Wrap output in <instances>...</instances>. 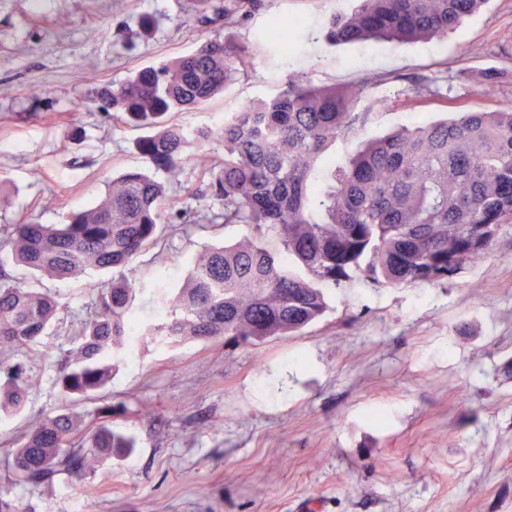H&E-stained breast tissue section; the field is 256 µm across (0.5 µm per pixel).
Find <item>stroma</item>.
I'll list each match as a JSON object with an SVG mask.
<instances>
[{"label":"stroma","instance_id":"stroma-1","mask_svg":"<svg viewBox=\"0 0 512 512\" xmlns=\"http://www.w3.org/2000/svg\"><path fill=\"white\" fill-rule=\"evenodd\" d=\"M357 5L263 0L226 29L189 25L195 0H0V225L64 223L112 176L142 167L143 129L98 111L96 88L216 36L251 56L223 95L178 114L190 128H218L291 75L338 88L378 77L357 104L375 115L332 146L339 161L403 125L512 107V0H489L444 38L329 43L328 18ZM295 15L308 25L289 56L259 46L272 19ZM491 68L508 74L492 90ZM421 77L446 80L447 99L413 103ZM244 232L168 228L125 271L139 303L157 279L179 287L205 246ZM103 278L47 281L59 313L27 353V407L0 420V449L62 405L57 361ZM327 296V312L297 336L230 353L220 340L139 347L107 389L111 426L134 438L133 452L50 486L0 467V496L24 512H512V224L451 279H355ZM375 409L383 422L370 419Z\"/></svg>","mask_w":512,"mask_h":512}]
</instances>
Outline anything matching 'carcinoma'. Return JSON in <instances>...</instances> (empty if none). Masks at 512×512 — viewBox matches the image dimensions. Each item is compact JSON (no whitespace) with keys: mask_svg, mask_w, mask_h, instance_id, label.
<instances>
[{"mask_svg":"<svg viewBox=\"0 0 512 512\" xmlns=\"http://www.w3.org/2000/svg\"><path fill=\"white\" fill-rule=\"evenodd\" d=\"M261 0H224L213 16L232 28ZM488 0H359L333 16L327 35L342 45L371 39L415 42L448 34ZM295 19L261 33L277 50ZM249 56L226 38L136 71L96 90L97 108L149 129L136 150L146 167L108 183L96 204L63 224H8L0 238V418L20 414L28 374L19 352L32 347L59 307L46 288L15 282L11 264L35 279H76L89 269L112 271L95 288L96 310L75 330L77 346L60 360V410L46 414L7 449L4 462L21 482L51 485L63 472L81 475L135 447L112 430V406L85 428L73 403L96 397L142 342L182 338L263 344L298 335L327 309L325 289L363 278L376 286L437 283L488 254L512 223V109L460 111L450 120L399 127L364 141L341 165H329L336 139L367 126L372 113L355 103L376 77L346 88L318 87L290 76L273 98L229 113L213 131L171 119L224 91ZM224 139L217 159L193 143ZM187 166L208 176V195L222 201L165 214L168 186L150 169L176 174ZM172 224H240L232 245L199 254L182 285L156 289L158 317L143 319L136 288L124 276L159 233ZM278 239L270 251L265 240Z\"/></svg>","mask_w":512,"mask_h":512,"instance_id":"1","label":"carcinoma"}]
</instances>
